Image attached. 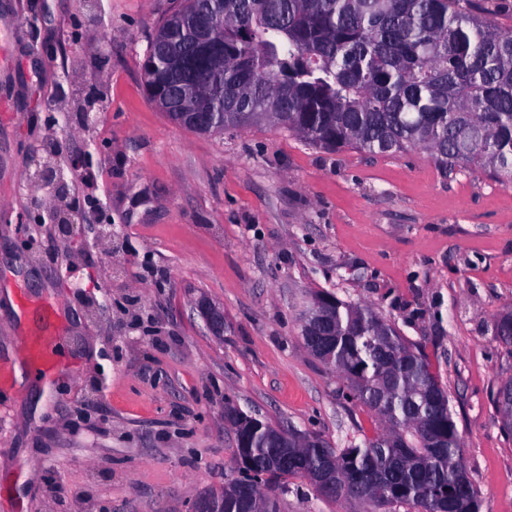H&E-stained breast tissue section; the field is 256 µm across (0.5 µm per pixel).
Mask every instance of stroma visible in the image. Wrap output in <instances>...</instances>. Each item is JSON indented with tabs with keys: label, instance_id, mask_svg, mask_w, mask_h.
<instances>
[{
	"label": "stroma",
	"instance_id": "stroma-1",
	"mask_svg": "<svg viewBox=\"0 0 512 512\" xmlns=\"http://www.w3.org/2000/svg\"><path fill=\"white\" fill-rule=\"evenodd\" d=\"M177 0H0V512H191L236 475L224 406L336 448L374 434L300 335L312 292L371 306L446 389L481 512H512V182L423 150L329 152L267 125L198 134L142 61ZM52 159L70 193L30 181ZM84 221L68 239L56 210ZM114 225L97 239L90 227ZM224 311L213 335L193 308ZM48 336L55 373L27 372ZM293 477L279 512H365Z\"/></svg>",
	"mask_w": 512,
	"mask_h": 512
}]
</instances>
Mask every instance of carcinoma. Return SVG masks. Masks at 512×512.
Returning a JSON list of instances; mask_svg holds the SVG:
<instances>
[{"mask_svg":"<svg viewBox=\"0 0 512 512\" xmlns=\"http://www.w3.org/2000/svg\"><path fill=\"white\" fill-rule=\"evenodd\" d=\"M472 0H180L143 62L150 100L199 134L265 122L305 143L371 154L424 149L444 171L512 180V33ZM324 364L379 432L333 448L320 438L280 458L276 429L247 414L220 512H278L290 477L378 509L480 512L449 398L426 358L369 306L329 292ZM495 336L512 345V311Z\"/></svg>","mask_w":512,"mask_h":512,"instance_id":"1","label":"carcinoma"}]
</instances>
